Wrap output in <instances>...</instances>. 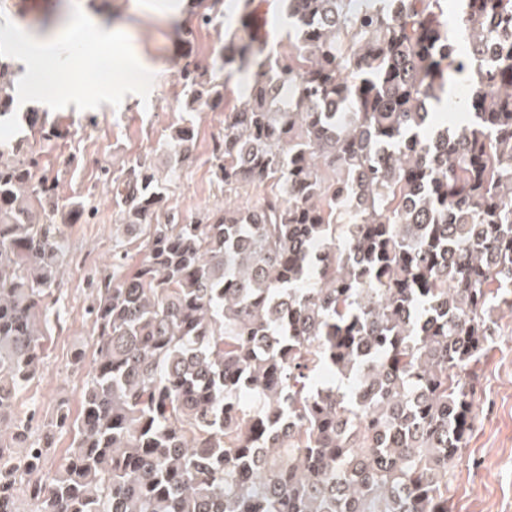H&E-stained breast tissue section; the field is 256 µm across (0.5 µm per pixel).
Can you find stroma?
Masks as SVG:
<instances>
[{"mask_svg": "<svg viewBox=\"0 0 512 512\" xmlns=\"http://www.w3.org/2000/svg\"><path fill=\"white\" fill-rule=\"evenodd\" d=\"M41 8L20 12L14 0H0V28L13 22L28 28L46 20L56 32L73 6L92 7L101 29L125 33L139 63L150 71L153 85L148 101L126 95L120 106L101 104L92 110L75 105L49 112L67 131L63 139L44 144L26 132L21 118L0 124V138L26 135L39 160L38 171L59 182L61 199L84 200L90 220L66 227L70 263L61 277L58 305L65 319L52 325L43 344L45 365L20 393L16 410L50 418L60 402L79 413L86 381L74 355L93 356L95 334L85 311L92 302L90 277L112 273L114 204L104 170L121 172L138 159L151 161L169 186L168 204L191 217L224 203L212 165L211 145L224 132V112L239 90L230 86L224 107L188 113L184 110L178 59L183 51L180 27L188 23L184 0H42ZM224 18L196 28L193 53L211 60L228 34L246 29L255 46L287 51L286 27L278 0H224ZM193 122V161L171 171L162 148L172 128ZM495 334L479 366L473 402V426L461 461L448 472V497L454 512H512V308L495 312Z\"/></svg>", "mask_w": 512, "mask_h": 512, "instance_id": "1", "label": "stroma"}]
</instances>
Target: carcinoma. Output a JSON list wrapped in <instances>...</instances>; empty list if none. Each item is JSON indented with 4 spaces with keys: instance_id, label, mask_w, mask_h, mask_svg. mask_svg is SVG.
<instances>
[{
    "instance_id": "carcinoma-1",
    "label": "carcinoma",
    "mask_w": 512,
    "mask_h": 512,
    "mask_svg": "<svg viewBox=\"0 0 512 512\" xmlns=\"http://www.w3.org/2000/svg\"><path fill=\"white\" fill-rule=\"evenodd\" d=\"M187 2L204 25L221 13ZM282 4L287 52L241 29L203 65L182 29L186 111L240 86L212 147L224 206L181 217L145 160L112 178L81 413L62 403L40 429L15 403L60 319L64 225L87 209L59 207L57 180L0 144V512H452L487 323L512 295V47L478 59L512 0ZM23 70L0 57V119ZM451 87L467 116L429 137ZM194 137L171 131L174 169ZM247 185L256 199L231 198ZM140 236L128 272L123 239ZM319 371L342 384L316 387Z\"/></svg>"
}]
</instances>
